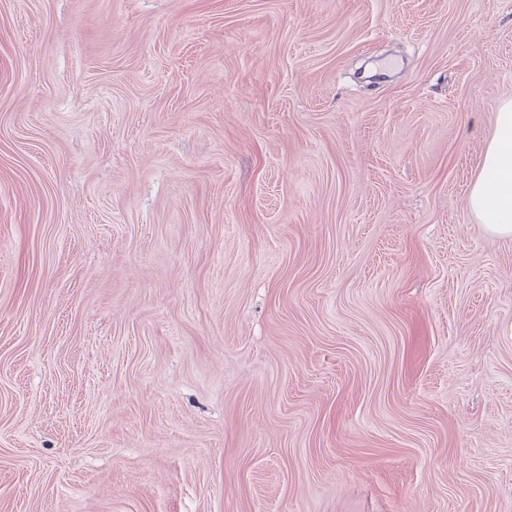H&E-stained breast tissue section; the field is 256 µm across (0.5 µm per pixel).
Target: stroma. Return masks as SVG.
I'll return each instance as SVG.
<instances>
[{"label":"stroma","mask_w":512,"mask_h":512,"mask_svg":"<svg viewBox=\"0 0 512 512\" xmlns=\"http://www.w3.org/2000/svg\"><path fill=\"white\" fill-rule=\"evenodd\" d=\"M512 0H0V512H512ZM470 211L488 231L512 236V100L501 102L481 171L471 189Z\"/></svg>","instance_id":"stroma-1"}]
</instances>
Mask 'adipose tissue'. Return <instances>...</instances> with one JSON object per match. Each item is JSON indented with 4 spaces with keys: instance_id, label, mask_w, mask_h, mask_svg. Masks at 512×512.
I'll return each instance as SVG.
<instances>
[{
    "instance_id": "1",
    "label": "adipose tissue",
    "mask_w": 512,
    "mask_h": 512,
    "mask_svg": "<svg viewBox=\"0 0 512 512\" xmlns=\"http://www.w3.org/2000/svg\"><path fill=\"white\" fill-rule=\"evenodd\" d=\"M470 211L491 233L512 236V100L499 104L494 132L471 189Z\"/></svg>"
}]
</instances>
